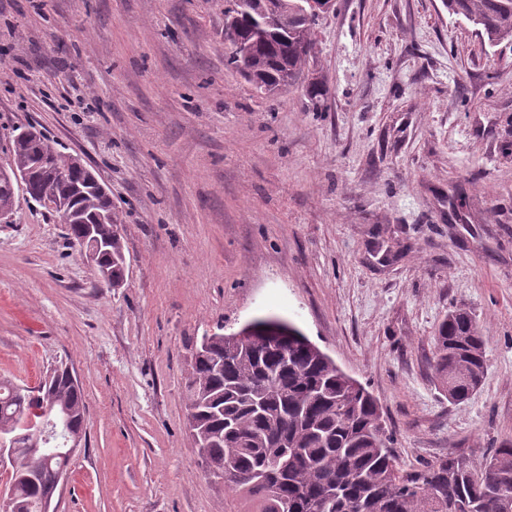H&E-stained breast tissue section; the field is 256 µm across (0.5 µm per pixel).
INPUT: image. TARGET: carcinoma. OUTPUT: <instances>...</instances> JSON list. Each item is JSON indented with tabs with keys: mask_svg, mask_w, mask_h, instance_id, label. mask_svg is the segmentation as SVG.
<instances>
[{
	"mask_svg": "<svg viewBox=\"0 0 512 512\" xmlns=\"http://www.w3.org/2000/svg\"><path fill=\"white\" fill-rule=\"evenodd\" d=\"M448 11L479 27L491 45L512 42V0H445ZM331 0H224V36L237 45L226 64L270 97L295 85L308 70L314 26ZM322 110L326 86L311 77L302 86ZM15 168L0 175V215L16 212L27 177L32 200L52 213L65 203L79 217L70 239L92 224L106 241L100 255L112 286L125 278L123 212L108 203L96 178L75 168L61 151L41 164L40 140L27 128L12 131ZM433 377L452 402L468 399L487 370L486 336L470 312L455 308L434 336ZM187 426L207 459L224 467V484L256 501L255 512H512V438L490 450L480 467L449 454L405 470L392 452V434L376 398L326 354L288 337L281 354L249 337L208 336L193 351L185 384ZM85 405L78 384L61 366L37 390L0 380V432L28 448L42 426L60 419L65 436L84 433ZM7 500L18 512H41L56 491L61 458L37 469L18 452L9 459Z\"/></svg>",
	"mask_w": 512,
	"mask_h": 512,
	"instance_id": "carcinoma-1",
	"label": "carcinoma"
}]
</instances>
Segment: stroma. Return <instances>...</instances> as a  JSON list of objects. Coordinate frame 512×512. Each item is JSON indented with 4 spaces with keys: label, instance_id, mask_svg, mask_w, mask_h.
Wrapping results in <instances>:
<instances>
[{
    "label": "stroma",
    "instance_id": "stroma-1",
    "mask_svg": "<svg viewBox=\"0 0 512 512\" xmlns=\"http://www.w3.org/2000/svg\"><path fill=\"white\" fill-rule=\"evenodd\" d=\"M315 41L320 112L225 66L224 0H0V167L32 125L125 215L119 288L37 203L0 223V379L83 389L54 512H253L205 475L184 386L193 340L268 317L373 394L402 467L512 438V44L443 0H334ZM457 307L488 367L452 403ZM470 312L455 308L441 322L434 338L433 377L448 401L468 399L487 370L486 336Z\"/></svg>",
    "mask_w": 512,
    "mask_h": 512
}]
</instances>
